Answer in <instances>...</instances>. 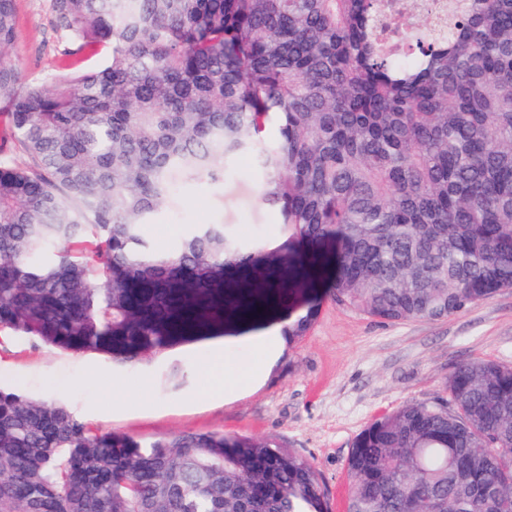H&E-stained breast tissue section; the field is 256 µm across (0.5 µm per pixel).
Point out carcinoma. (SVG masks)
<instances>
[{"instance_id": "1", "label": "carcinoma", "mask_w": 512, "mask_h": 512, "mask_svg": "<svg viewBox=\"0 0 512 512\" xmlns=\"http://www.w3.org/2000/svg\"><path fill=\"white\" fill-rule=\"evenodd\" d=\"M73 44L48 84L8 50L0 101L29 158L0 166V328L150 362L262 320L293 345L327 284L389 322L438 321L512 289V0H447L423 27L381 0H52ZM253 156L282 241L190 224L159 248L176 188ZM448 398L371 423L349 512H512V366L473 359ZM0 512H329L320 473L273 439L142 443L0 389Z\"/></svg>"}]
</instances>
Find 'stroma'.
<instances>
[{
    "mask_svg": "<svg viewBox=\"0 0 512 512\" xmlns=\"http://www.w3.org/2000/svg\"><path fill=\"white\" fill-rule=\"evenodd\" d=\"M16 22L10 56L26 80H47L65 47L50 0H16ZM226 168L223 182L179 187L152 215L148 233L158 246L175 244L187 225L218 222L280 242L278 213L261 199L253 158L237 156ZM222 346L188 345L119 369L106 356L59 351L5 329L0 387L65 404L91 427L143 442L207 431L275 439L320 472L331 512H347V459L366 427L406 403L445 397L449 373L463 362L512 364V290L432 322H383L324 299L309 333L284 349L259 383L229 394L206 376ZM175 365L183 371L179 387L162 385Z\"/></svg>",
    "mask_w": 512,
    "mask_h": 512,
    "instance_id": "1",
    "label": "stroma"
}]
</instances>
